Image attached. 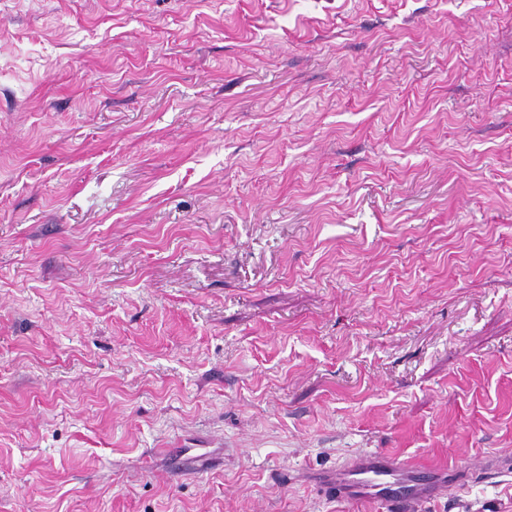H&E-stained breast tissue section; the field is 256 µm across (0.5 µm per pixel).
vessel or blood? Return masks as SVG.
Segmentation results:
<instances>
[{"label": "vessel or blood", "instance_id": "obj_1", "mask_svg": "<svg viewBox=\"0 0 512 512\" xmlns=\"http://www.w3.org/2000/svg\"><path fill=\"white\" fill-rule=\"evenodd\" d=\"M464 478L455 462L423 466L401 456L359 452L314 481L336 500L377 506L379 512H418L422 505L458 488Z\"/></svg>", "mask_w": 512, "mask_h": 512}]
</instances>
